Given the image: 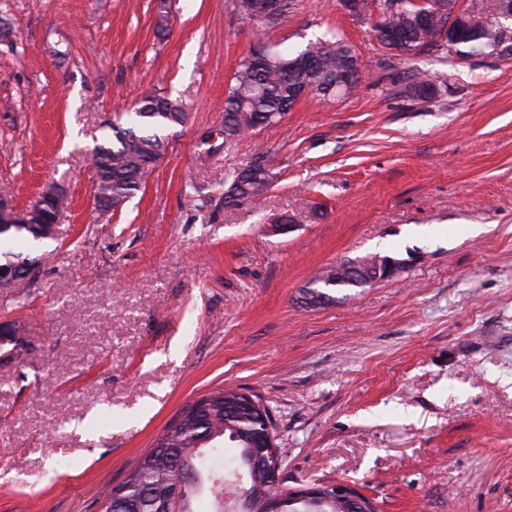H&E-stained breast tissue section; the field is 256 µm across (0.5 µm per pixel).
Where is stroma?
Returning a JSON list of instances; mask_svg holds the SVG:
<instances>
[{
    "label": "stroma",
    "instance_id": "obj_1",
    "mask_svg": "<svg viewBox=\"0 0 512 512\" xmlns=\"http://www.w3.org/2000/svg\"><path fill=\"white\" fill-rule=\"evenodd\" d=\"M378 19L294 0L262 31L232 0H0V186L20 209L52 184L70 201L45 261L0 292L27 341L0 365V512H100L181 409L227 387L268 408L289 491L512 512V59L410 63ZM327 34L358 56L357 91L225 140L252 48ZM412 66L444 92L403 97ZM143 91L188 116L105 216L91 151ZM259 155L269 189L225 207ZM375 254L393 276L309 302L323 271Z\"/></svg>",
    "mask_w": 512,
    "mask_h": 512
}]
</instances>
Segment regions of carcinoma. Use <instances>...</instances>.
Returning <instances> with one entry per match:
<instances>
[{"instance_id": "obj_1", "label": "carcinoma", "mask_w": 512, "mask_h": 512, "mask_svg": "<svg viewBox=\"0 0 512 512\" xmlns=\"http://www.w3.org/2000/svg\"><path fill=\"white\" fill-rule=\"evenodd\" d=\"M377 40L392 54L409 59L429 51L448 62L451 55L467 56L460 49L448 50L455 34L446 30L458 0H379ZM430 14L431 27L420 26L422 11ZM463 12L473 15L461 41L483 54L512 57V16H502V0H468ZM258 61L245 57L231 78L224 102V140L239 137L267 125L290 111L299 95L319 100L344 93L338 81L359 62L339 39L318 38L295 53H285L260 44ZM441 92L439 76L411 68L404 72L400 93L411 100L430 98ZM138 123L123 128L121 117L112 122L114 141L97 145L92 155L93 182L106 186L112 204L119 207L144 185L165 152L162 131L186 119L180 99L143 94L134 105ZM270 183L263 156L234 172L224 190V206L261 196ZM53 194L41 195L31 205L36 219L13 224L0 231L7 261L37 267L40 259L20 250L31 242L53 237L44 216L68 204L64 189L54 185ZM238 391L224 388L203 397L204 409L193 404L182 411L142 453L135 468L119 486L121 500L129 504L122 512H156L159 502L171 500L178 512H197L196 503L209 500L208 512H223L224 480L240 475L250 496L260 502L271 490L267 480V457L253 450L252 441L261 428L259 414L236 405Z\"/></svg>"}]
</instances>
